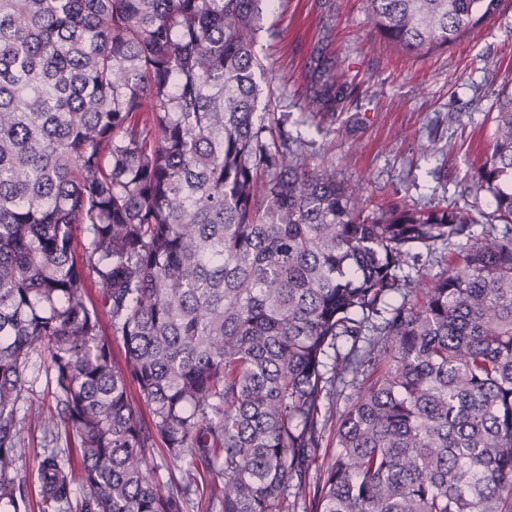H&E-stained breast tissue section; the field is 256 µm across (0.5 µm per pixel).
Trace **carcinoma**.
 Wrapping results in <instances>:
<instances>
[{
    "mask_svg": "<svg viewBox=\"0 0 512 512\" xmlns=\"http://www.w3.org/2000/svg\"><path fill=\"white\" fill-rule=\"evenodd\" d=\"M274 0H0V504L186 512L151 449L215 475L208 509L512 512V79L467 190L494 220L430 282L401 274L470 215L360 190L288 144L256 73ZM400 52L501 0H365ZM332 73L309 101L348 98ZM400 296L399 305L391 304ZM123 348L115 362L112 340ZM46 357L56 413L28 396ZM136 386L145 422L131 399ZM336 456L312 472L324 402ZM24 420L74 447L20 481Z\"/></svg>",
    "mask_w": 512,
    "mask_h": 512,
    "instance_id": "carcinoma-1",
    "label": "carcinoma"
}]
</instances>
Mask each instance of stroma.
Segmentation results:
<instances>
[{
	"label": "stroma",
	"mask_w": 512,
	"mask_h": 512,
	"mask_svg": "<svg viewBox=\"0 0 512 512\" xmlns=\"http://www.w3.org/2000/svg\"><path fill=\"white\" fill-rule=\"evenodd\" d=\"M253 51L266 66L260 83L285 87L288 138L338 179L358 184L368 206L402 199L415 207L448 206L475 220L460 257L490 219L487 194L465 192L483 163L494 129V92L512 78V0L500 16L457 44L428 54L395 51L373 29L364 0H285L264 12ZM354 86L336 114L310 112L307 89L325 70ZM19 476L36 489L45 449L57 442L24 427Z\"/></svg>",
	"instance_id": "stroma-1"
}]
</instances>
